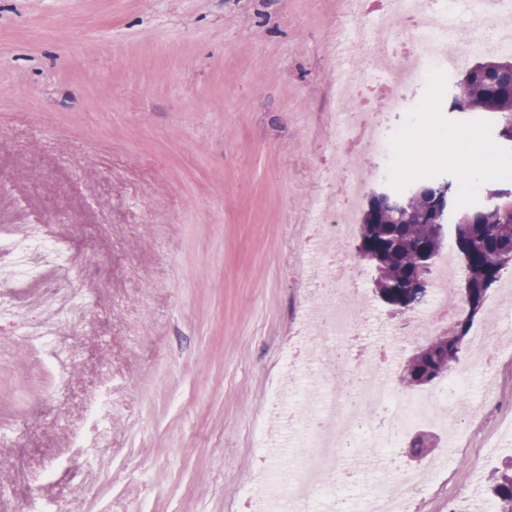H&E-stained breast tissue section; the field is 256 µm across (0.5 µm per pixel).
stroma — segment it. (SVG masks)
<instances>
[{
    "label": "stroma",
    "mask_w": 512,
    "mask_h": 512,
    "mask_svg": "<svg viewBox=\"0 0 512 512\" xmlns=\"http://www.w3.org/2000/svg\"><path fill=\"white\" fill-rule=\"evenodd\" d=\"M348 23L341 0H0V222L66 238L88 298L64 330L77 355L63 392L20 336L34 310L0 324V425L33 421L0 443L13 461L0 471V512H22L33 494L47 512H245L239 488L268 466L253 428L286 345L317 359L292 407L305 414L340 394L327 378L335 341L297 333L300 315L320 307L324 272L296 270L294 234L321 188L334 45ZM463 75L409 87L410 116L375 101L408 137L399 187L468 185L439 154L452 129L490 148L472 170L512 152L490 116L450 110ZM357 284L363 336L383 326L404 337L429 316L425 306L392 315L368 267ZM488 389L498 408L432 450L449 467L427 469L402 446L352 471L345 448L325 500L356 512L414 467L428 492L411 512H464L462 487L506 459L477 450L512 417V353L473 370L466 397Z\"/></svg>",
    "instance_id": "1"
}]
</instances>
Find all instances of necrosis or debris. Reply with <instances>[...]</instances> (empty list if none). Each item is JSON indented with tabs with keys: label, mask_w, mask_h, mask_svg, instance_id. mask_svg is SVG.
I'll list each match as a JSON object with an SVG mask.
<instances>
[{
	"label": "necrosis or debris",
	"mask_w": 512,
	"mask_h": 512,
	"mask_svg": "<svg viewBox=\"0 0 512 512\" xmlns=\"http://www.w3.org/2000/svg\"><path fill=\"white\" fill-rule=\"evenodd\" d=\"M353 27L343 30L334 51L342 58L353 44H364L367 55L353 67L336 70V112L328 122V139L335 149L333 168L319 170L320 180H334L336 192H318L309 208L307 221L315 227L331 225L333 237L343 239L353 230L357 202L366 184H385L399 177L397 136L363 101L371 87L367 72L382 75L389 90L387 109L410 113L414 104L408 87L427 79L432 71H455L473 55L512 54V0H386L383 10L369 15L364 0H345ZM480 10L481 20L467 34H459L456 22ZM362 134L368 153L381 158L372 170L353 167L344 147L354 134ZM333 271L319 290L322 301L316 335L354 336L360 317L352 289V272L358 262L341 248L324 251ZM76 273L66 245L48 235L43 225L0 223V321L9 322L18 308L38 304L58 308L61 317L73 318L77 311L69 281ZM28 343L41 346L45 362L57 375H64L69 350L66 340L52 323L34 321L22 333ZM491 348L483 337L472 340V353L444 386L413 397L399 391L389 371L365 364L338 363L337 370L359 388L357 400L343 397L321 405L314 416L305 418L309 430L302 440L309 454L302 459L301 476L289 480L278 474L241 492L249 504H262V512H312L317 491L334 468L337 449L396 448L404 432L426 424L457 422L473 410H490L497 404L495 393H485L478 405L465 402L463 393L475 367H490ZM381 407L385 426L360 438L365 413ZM419 472L401 473L397 486L381 484L361 504V512H408L410 500L425 494Z\"/></svg>",
	"instance_id": "4bbe7bcc"
}]
</instances>
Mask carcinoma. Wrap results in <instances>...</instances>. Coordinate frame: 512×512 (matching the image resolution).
I'll list each match as a JSON object with an SVG mask.
<instances>
[{
	"instance_id": "cac0c4a2",
	"label": "carcinoma",
	"mask_w": 512,
	"mask_h": 512,
	"mask_svg": "<svg viewBox=\"0 0 512 512\" xmlns=\"http://www.w3.org/2000/svg\"><path fill=\"white\" fill-rule=\"evenodd\" d=\"M451 109L489 112L498 137L512 141V58L492 59L472 67L457 86ZM506 209L485 213L477 206L457 215L455 245L465 263L462 301L468 315L428 337L404 362L399 384L413 389L451 373L464 338L489 291L512 269V187L500 189ZM455 198L453 181H428L408 190L375 192L363 211L358 251L373 272L375 293L393 313L421 305L444 242L446 208ZM497 512H512V459L486 481Z\"/></svg>"
}]
</instances>
